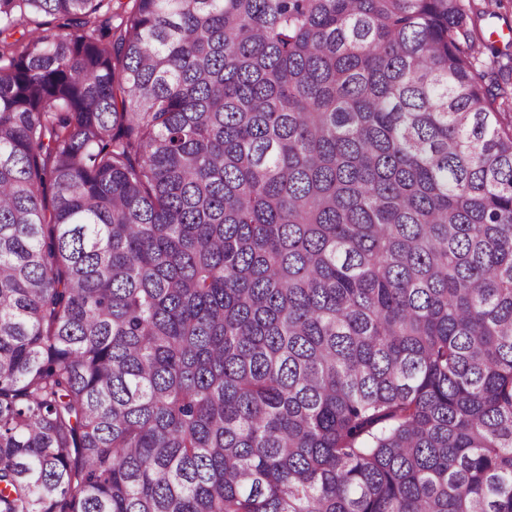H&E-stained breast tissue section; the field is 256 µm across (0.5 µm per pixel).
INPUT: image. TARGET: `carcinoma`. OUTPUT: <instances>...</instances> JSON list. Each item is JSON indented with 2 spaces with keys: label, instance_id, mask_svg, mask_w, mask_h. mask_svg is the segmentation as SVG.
<instances>
[{
  "label": "carcinoma",
  "instance_id": "carcinoma-1",
  "mask_svg": "<svg viewBox=\"0 0 512 512\" xmlns=\"http://www.w3.org/2000/svg\"><path fill=\"white\" fill-rule=\"evenodd\" d=\"M472 15L0 0V512H512Z\"/></svg>",
  "mask_w": 512,
  "mask_h": 512
}]
</instances>
